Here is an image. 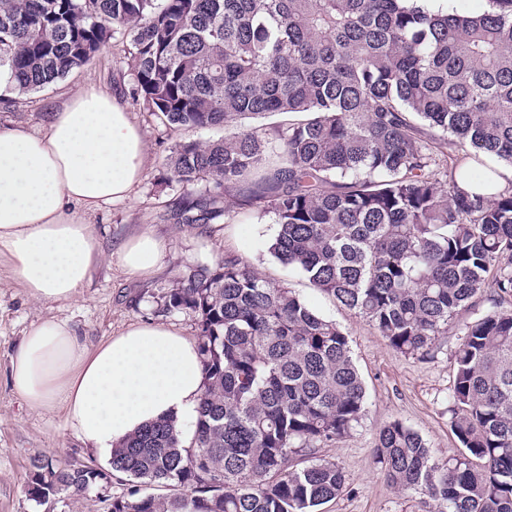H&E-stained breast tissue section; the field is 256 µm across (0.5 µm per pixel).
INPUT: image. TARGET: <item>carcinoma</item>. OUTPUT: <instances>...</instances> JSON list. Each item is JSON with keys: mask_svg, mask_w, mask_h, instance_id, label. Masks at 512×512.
<instances>
[{"mask_svg": "<svg viewBox=\"0 0 512 512\" xmlns=\"http://www.w3.org/2000/svg\"><path fill=\"white\" fill-rule=\"evenodd\" d=\"M479 15L420 0H0V71L36 92L130 37L133 96L187 129L285 113L268 133L188 141L167 158L179 224H226L228 185L278 225L282 264L353 310L398 354L431 356L478 295L512 298V187L456 184L482 157L512 165V0ZM470 148L448 171V147ZM160 311L198 328L204 390L184 446L159 420L109 467L34 461L46 506L119 476L107 512H319L346 475L320 449L361 423L366 391L349 333L237 256L196 266ZM444 459L411 426L377 434L394 487L434 512H512V309L465 324L453 356ZM151 492L141 493V488Z\"/></svg>", "mask_w": 512, "mask_h": 512, "instance_id": "cac0c4a2", "label": "carcinoma"}]
</instances>
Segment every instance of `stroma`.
<instances>
[{"mask_svg":"<svg viewBox=\"0 0 512 512\" xmlns=\"http://www.w3.org/2000/svg\"><path fill=\"white\" fill-rule=\"evenodd\" d=\"M130 49L129 41L113 39L91 64L43 90L13 92L8 101L0 102V125L21 124L37 134L47 114L61 109L74 93L89 88L115 92L146 141L144 168L132 198L89 217L104 259L77 300L35 301L0 266V512H37L24 488L33 460L65 463L96 458L69 426L63 410H31L8 385L10 355L31 325L47 318L66 321L89 346L144 322L165 324L196 339L192 317L158 314L156 303L163 289L188 267L211 266L227 254L242 257L271 280L287 284L313 310L349 333L353 359L366 388V413L352 435L321 450L347 477L342 494L323 505L321 512H426L421 496L404 494L385 480L374 454L376 434L384 424L398 419L423 437L436 458L456 447L448 398L451 358L462 341L460 325L449 327L441 351L433 358L403 357L354 311L320 294L298 271L274 258L269 247L277 226L270 216L254 212L231 224L206 225L169 219L180 187L168 179V156L179 143L218 139L229 130L224 126L185 129L152 116L143 101L133 98ZM141 230L163 240L166 251L151 276L137 279L119 265L115 252Z\"/></svg>","mask_w":512,"mask_h":512,"instance_id":"1","label":"stroma"}]
</instances>
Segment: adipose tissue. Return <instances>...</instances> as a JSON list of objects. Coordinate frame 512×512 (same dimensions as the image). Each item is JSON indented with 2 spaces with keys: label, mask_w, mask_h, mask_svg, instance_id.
<instances>
[{
  "label": "adipose tissue",
  "mask_w": 512,
  "mask_h": 512,
  "mask_svg": "<svg viewBox=\"0 0 512 512\" xmlns=\"http://www.w3.org/2000/svg\"><path fill=\"white\" fill-rule=\"evenodd\" d=\"M145 158L142 130L116 96L89 89L49 114L42 133L0 126V257L41 302L75 299L103 258L88 215L130 199ZM166 246L147 231L117 251L132 277L153 274ZM9 383L29 408H62L97 453L150 422L185 429L203 392L196 345L162 324H136L94 347L63 320L33 324L10 359Z\"/></svg>",
  "instance_id": "1"
}]
</instances>
